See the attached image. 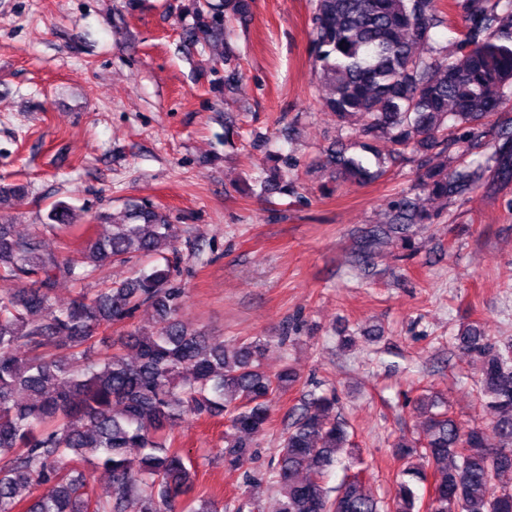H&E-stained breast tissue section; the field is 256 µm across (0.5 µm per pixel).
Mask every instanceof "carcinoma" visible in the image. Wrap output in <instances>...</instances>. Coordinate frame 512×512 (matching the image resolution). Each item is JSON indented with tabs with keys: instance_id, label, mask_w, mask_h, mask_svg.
Masks as SVG:
<instances>
[{
	"instance_id": "carcinoma-1",
	"label": "carcinoma",
	"mask_w": 512,
	"mask_h": 512,
	"mask_svg": "<svg viewBox=\"0 0 512 512\" xmlns=\"http://www.w3.org/2000/svg\"><path fill=\"white\" fill-rule=\"evenodd\" d=\"M313 66L328 89L321 108L352 128L365 152L384 137L390 155L409 145L484 164L452 170L420 164L413 189L448 198L483 185L482 169L496 182L512 183V0H311ZM249 0L195 5L196 29L209 44L220 42L227 23L241 19ZM461 24L451 52L429 49L431 30ZM363 123L352 127L351 118ZM327 164L357 183L377 177L362 156L333 145ZM23 184H0V512H226L193 494L189 457L169 444L185 415L226 419L219 455L233 469L254 456L276 395L297 382L284 367L270 374L262 359L269 340L249 337L228 350L224 341L188 330L181 320L184 289L170 267L158 266L111 283L91 296L53 307L62 280L82 283L108 263L176 250L166 211L134 203L110 233L88 234L63 201L51 204L47 222L26 235L14 233L9 208ZM435 214L403 194L388 203V226L375 225L363 241L368 253L411 224H430ZM84 239L74 257L48 251L43 231ZM147 306L149 329L118 338L122 350L95 360L94 334ZM459 347L480 362L477 393L491 418L494 438L464 428L445 402L420 396L423 437L399 443L404 461L391 501L372 494L360 473L336 490L326 478L349 450L347 423L337 417L336 393L303 400L283 432L273 468L278 512H421L424 483L431 512H512V487L497 485L512 473V344L500 348L478 325L459 336ZM28 399H16L18 391ZM140 449L134 456L131 449ZM102 467L112 478L109 498L92 499L85 468ZM52 484L55 493L27 504L25 492Z\"/></svg>"
}]
</instances>
